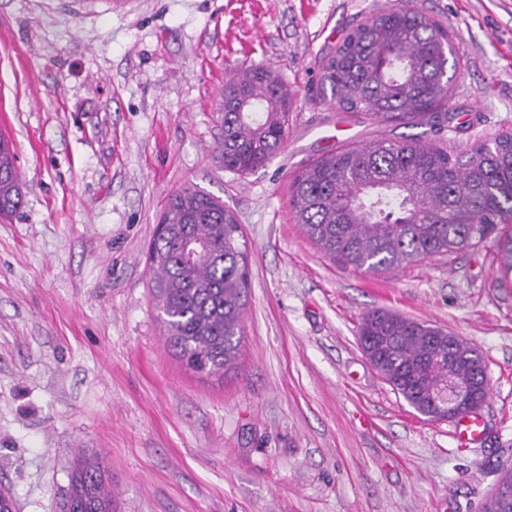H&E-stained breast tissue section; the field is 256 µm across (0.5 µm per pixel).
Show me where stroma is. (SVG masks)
<instances>
[{"instance_id": "obj_1", "label": "stroma", "mask_w": 512, "mask_h": 512, "mask_svg": "<svg viewBox=\"0 0 512 512\" xmlns=\"http://www.w3.org/2000/svg\"><path fill=\"white\" fill-rule=\"evenodd\" d=\"M396 0H0V135L25 186L0 217V483L18 512H62L80 457L112 512H479L512 468V283L481 245L371 275L325 256L288 207L295 175L351 143L429 127L317 101L348 24ZM460 61L458 149L512 128V0H408ZM292 89L285 148L226 171L227 78ZM219 197L250 251L244 336L221 377L186 368L149 290L148 248L176 190ZM384 309L478 347L481 445L416 412L366 359Z\"/></svg>"}]
</instances>
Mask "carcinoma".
<instances>
[{
  "mask_svg": "<svg viewBox=\"0 0 512 512\" xmlns=\"http://www.w3.org/2000/svg\"><path fill=\"white\" fill-rule=\"evenodd\" d=\"M448 28L418 8L384 9L352 26L324 57L321 100L343 112L415 126L444 119L451 79ZM224 169L269 163L288 135L290 97L265 67L224 84ZM16 157L0 136V214L22 203ZM289 207L326 256L371 274L492 243L512 275V132L456 153L418 135L352 144L310 162L291 185ZM149 249L154 298L170 346L204 375L224 374L239 354L249 288L248 244L224 201L182 188L170 195ZM359 342L370 364L417 412L443 419L458 396L483 402L489 379L468 340L386 310L366 313ZM63 508L112 512L98 459H81Z\"/></svg>",
  "mask_w": 512,
  "mask_h": 512,
  "instance_id": "1",
  "label": "carcinoma"
}]
</instances>
